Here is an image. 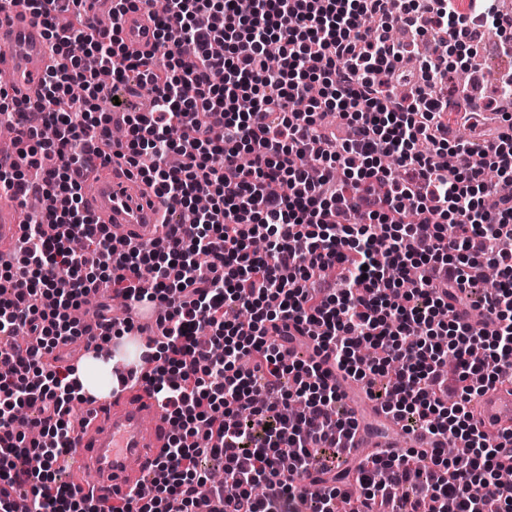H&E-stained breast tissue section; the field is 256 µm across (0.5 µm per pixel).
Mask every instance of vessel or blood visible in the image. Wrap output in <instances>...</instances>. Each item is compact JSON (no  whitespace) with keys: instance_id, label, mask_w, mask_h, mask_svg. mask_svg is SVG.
<instances>
[{"instance_id":"1","label":"vessel or blood","mask_w":512,"mask_h":512,"mask_svg":"<svg viewBox=\"0 0 512 512\" xmlns=\"http://www.w3.org/2000/svg\"><path fill=\"white\" fill-rule=\"evenodd\" d=\"M154 24L144 11H128L121 21V36L129 52L145 50L153 41ZM49 62L48 42L40 19L29 12L0 14V67L13 72L22 94L35 96ZM93 191L88 210L105 225L115 242L146 248L163 238L160 224L169 206L140 177H126L121 165L90 172ZM22 216L13 199H0V248L16 245ZM66 363L78 365L98 357L97 342L60 349ZM83 414L72 425L73 470L90 473L95 496L120 504L140 481L154 472L166 452L173 425L165 408L136 385L121 393L86 394ZM470 409L489 431L512 428V383L504 382L476 394Z\"/></svg>"}]
</instances>
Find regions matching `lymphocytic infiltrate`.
<instances>
[{"mask_svg":"<svg viewBox=\"0 0 512 512\" xmlns=\"http://www.w3.org/2000/svg\"><path fill=\"white\" fill-rule=\"evenodd\" d=\"M46 2L0 0L39 16L58 58L36 100L0 87V123L19 146L0 163V190L27 198L36 169L48 201L14 259H0V338H28L0 349V512L18 500L27 512H198L208 501L214 512H485L490 500L512 512V485L497 480L512 432L489 438L468 406L512 374V194L498 191L512 182V113L465 92L462 122L497 111L502 128L453 143L440 93L449 48L477 64L472 19L504 31L498 0H253L246 14L238 0H167L152 47L134 57L119 21L138 0H112L108 27L82 20L95 0ZM69 12L80 27L63 23ZM394 28L441 38L409 69ZM271 42L282 47L274 68ZM135 86L153 98L124 117V158L183 218L164 242L122 250L82 185L112 159L95 108ZM489 263L496 287L465 305ZM103 288L163 308L150 339L160 353L143 357L151 371L116 379L143 383L175 427L151 494L119 507L59 481L80 397L75 366L49 361L77 337L134 330L129 317L101 313L93 328L73 318ZM473 308L492 333L474 330ZM324 352L405 432L448 436L460 453L380 450L342 466L359 423L316 360ZM210 458L231 490L209 484Z\"/></svg>","mask_w":512,"mask_h":512,"instance_id":"lymphocytic-infiltrate-1","label":"lymphocytic infiltrate"}]
</instances>
